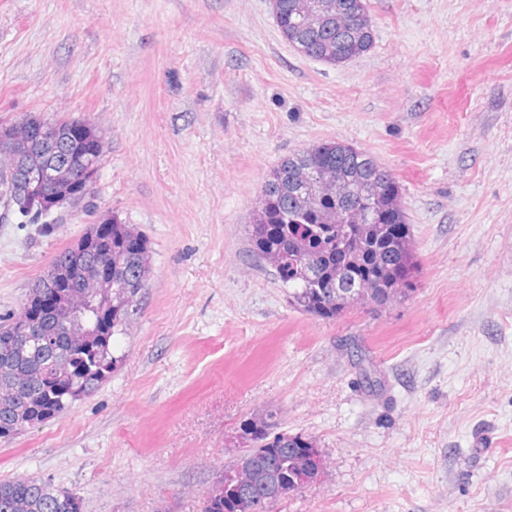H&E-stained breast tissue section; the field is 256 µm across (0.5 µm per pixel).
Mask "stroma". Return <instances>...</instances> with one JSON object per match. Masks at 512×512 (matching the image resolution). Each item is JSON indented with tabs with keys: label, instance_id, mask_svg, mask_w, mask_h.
I'll return each instance as SVG.
<instances>
[{
	"label": "stroma",
	"instance_id": "obj_1",
	"mask_svg": "<svg viewBox=\"0 0 512 512\" xmlns=\"http://www.w3.org/2000/svg\"><path fill=\"white\" fill-rule=\"evenodd\" d=\"M368 4L372 48L331 67L269 0H0V122L83 119L107 147L92 212L0 219V317L95 216L152 252L120 365L0 441V481L203 512L240 426L274 412L325 474L271 512H512V0ZM328 140L393 175L418 271L323 320L247 227L280 159Z\"/></svg>",
	"mask_w": 512,
	"mask_h": 512
}]
</instances>
